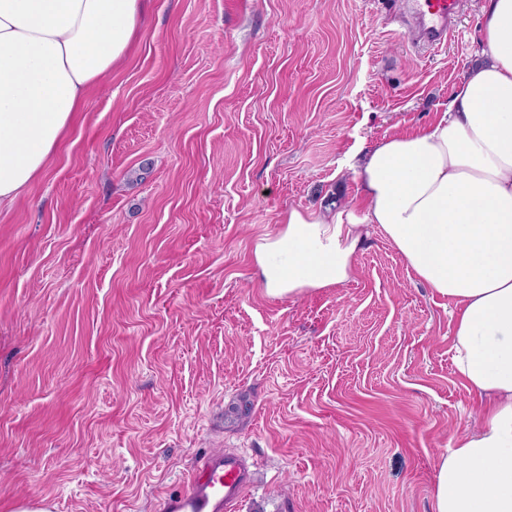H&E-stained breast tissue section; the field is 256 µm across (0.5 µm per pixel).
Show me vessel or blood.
Returning a JSON list of instances; mask_svg holds the SVG:
<instances>
[{
  "mask_svg": "<svg viewBox=\"0 0 512 512\" xmlns=\"http://www.w3.org/2000/svg\"><path fill=\"white\" fill-rule=\"evenodd\" d=\"M462 0H410L414 33L426 49L447 43L451 24ZM251 483V472L237 455L221 453L200 457L184 489L165 494L160 512H238L244 491Z\"/></svg>",
  "mask_w": 512,
  "mask_h": 512,
  "instance_id": "vessel-or-blood-1",
  "label": "vessel or blood"
}]
</instances>
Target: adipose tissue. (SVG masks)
<instances>
[{"mask_svg":"<svg viewBox=\"0 0 512 512\" xmlns=\"http://www.w3.org/2000/svg\"><path fill=\"white\" fill-rule=\"evenodd\" d=\"M142 21V0H0V209L29 195ZM478 45L445 111L369 149L355 208L288 207L253 249L265 293L296 298L348 282L374 225L448 300L480 427L439 458L432 512H512V0H482Z\"/></svg>","mask_w":512,"mask_h":512,"instance_id":"1","label":"adipose tissue"}]
</instances>
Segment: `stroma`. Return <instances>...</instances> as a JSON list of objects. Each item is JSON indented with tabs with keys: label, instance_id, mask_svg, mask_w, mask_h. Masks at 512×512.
<instances>
[{
	"label": "stroma",
	"instance_id": "1",
	"mask_svg": "<svg viewBox=\"0 0 512 512\" xmlns=\"http://www.w3.org/2000/svg\"><path fill=\"white\" fill-rule=\"evenodd\" d=\"M402 0H146L28 198L0 213V512H154L246 458L239 512H431L476 430L447 300L372 226L344 285L267 296L253 249L351 206L369 148L430 123L479 0L421 52Z\"/></svg>",
	"mask_w": 512,
	"mask_h": 512
}]
</instances>
